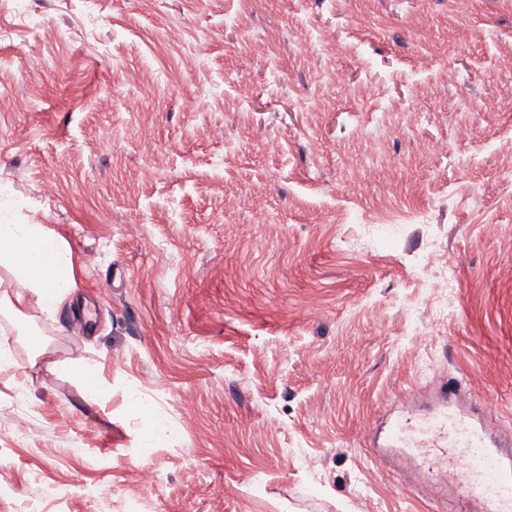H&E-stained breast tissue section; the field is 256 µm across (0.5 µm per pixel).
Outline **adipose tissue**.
<instances>
[{
	"label": "adipose tissue",
	"mask_w": 512,
	"mask_h": 512,
	"mask_svg": "<svg viewBox=\"0 0 512 512\" xmlns=\"http://www.w3.org/2000/svg\"><path fill=\"white\" fill-rule=\"evenodd\" d=\"M0 309L17 319H27L30 305L52 317L73 293L74 261L44 225L24 220L19 208L0 204ZM25 287L15 290L14 280Z\"/></svg>",
	"instance_id": "1"
}]
</instances>
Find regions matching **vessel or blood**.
I'll list each match as a JSON object with an SVG mask.
<instances>
[{
	"label": "vessel or blood",
	"instance_id": "obj_1",
	"mask_svg": "<svg viewBox=\"0 0 512 512\" xmlns=\"http://www.w3.org/2000/svg\"><path fill=\"white\" fill-rule=\"evenodd\" d=\"M436 393L439 404L431 414L400 415L370 426L373 460L395 475L412 469L433 477L449 475L460 512H512V445L472 413L457 382L440 381ZM475 448L492 458L491 476H482L469 463Z\"/></svg>",
	"mask_w": 512,
	"mask_h": 512
}]
</instances>
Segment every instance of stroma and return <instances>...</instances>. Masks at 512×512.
I'll return each instance as SVG.
<instances>
[{"label": "stroma", "mask_w": 512, "mask_h": 512, "mask_svg": "<svg viewBox=\"0 0 512 512\" xmlns=\"http://www.w3.org/2000/svg\"><path fill=\"white\" fill-rule=\"evenodd\" d=\"M508 50L512 0H0V194L79 301L0 319V512H434L367 427L448 375L512 426Z\"/></svg>", "instance_id": "35a3bbf8"}]
</instances>
